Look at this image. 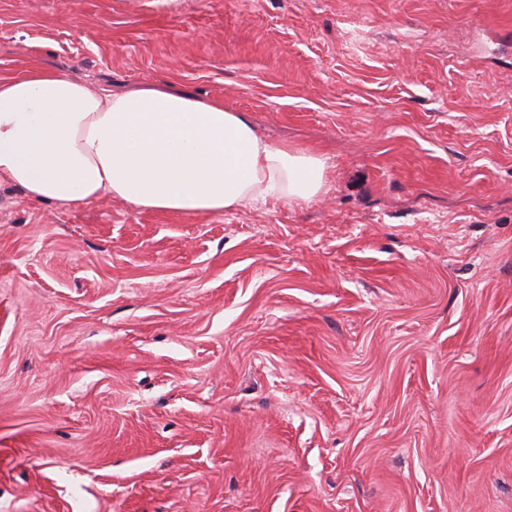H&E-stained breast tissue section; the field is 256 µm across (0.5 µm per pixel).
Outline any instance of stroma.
<instances>
[{
  "mask_svg": "<svg viewBox=\"0 0 512 512\" xmlns=\"http://www.w3.org/2000/svg\"><path fill=\"white\" fill-rule=\"evenodd\" d=\"M35 66L220 101L326 186L0 181V512H512V0H0Z\"/></svg>",
  "mask_w": 512,
  "mask_h": 512,
  "instance_id": "obj_1",
  "label": "stroma"
}]
</instances>
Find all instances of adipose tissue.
<instances>
[{"mask_svg":"<svg viewBox=\"0 0 512 512\" xmlns=\"http://www.w3.org/2000/svg\"><path fill=\"white\" fill-rule=\"evenodd\" d=\"M320 157L273 145L223 103L155 85L94 89L34 67L0 75V179L67 207L108 195L137 209L218 214L325 189Z\"/></svg>","mask_w":512,"mask_h":512,"instance_id":"obj_1","label":"adipose tissue"}]
</instances>
